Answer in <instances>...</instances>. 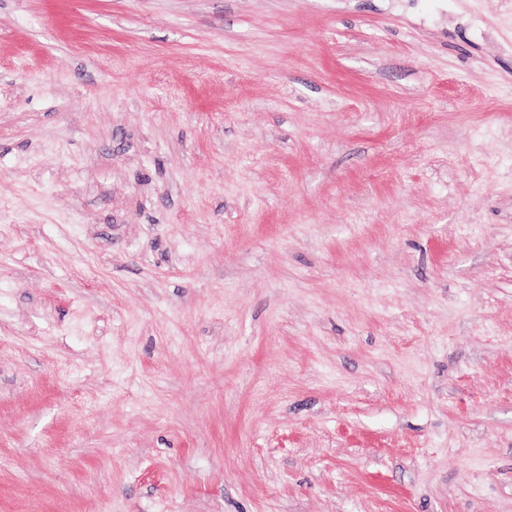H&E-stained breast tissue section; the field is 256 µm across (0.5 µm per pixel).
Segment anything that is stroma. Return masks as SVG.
<instances>
[{
  "instance_id": "35a3bbf8",
  "label": "stroma",
  "mask_w": 512,
  "mask_h": 512,
  "mask_svg": "<svg viewBox=\"0 0 512 512\" xmlns=\"http://www.w3.org/2000/svg\"><path fill=\"white\" fill-rule=\"evenodd\" d=\"M0 512H512V8L0 0Z\"/></svg>"
}]
</instances>
